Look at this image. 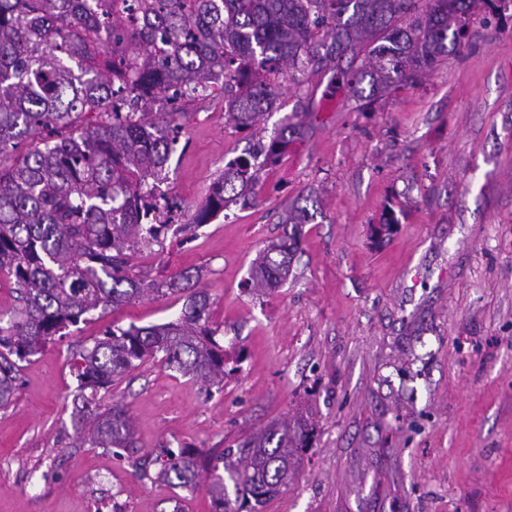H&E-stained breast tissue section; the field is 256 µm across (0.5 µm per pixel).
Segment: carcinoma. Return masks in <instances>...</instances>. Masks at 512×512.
Here are the masks:
<instances>
[{"instance_id":"carcinoma-1","label":"carcinoma","mask_w":512,"mask_h":512,"mask_svg":"<svg viewBox=\"0 0 512 512\" xmlns=\"http://www.w3.org/2000/svg\"><path fill=\"white\" fill-rule=\"evenodd\" d=\"M112 2L0 0V273L17 293L0 317V407L15 395L20 364L52 336L94 311L168 293H187L179 317L112 327L78 353L81 388L94 396L158 356L207 387L224 383L229 354L210 326L208 294L188 290L187 271L157 280L132 265L172 230L161 184L193 102L224 89L225 124L252 132L276 108L272 78L294 80L351 52L361 63L336 68V82L367 112L456 51L478 3L495 16L512 9V0H134L127 15ZM163 99L179 106L153 111ZM304 133L287 116L269 144L228 160L193 223L249 204L259 171ZM28 138L35 145L17 152ZM315 217L306 205L281 215L291 232L261 251L251 290L288 277L299 226ZM313 437L300 416L224 450L218 463L166 448L160 476L188 488L206 471L215 512H258L288 486ZM132 440L119 403L94 412L84 434L99 448Z\"/></svg>"}]
</instances>
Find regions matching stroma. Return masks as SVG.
Instances as JSON below:
<instances>
[{"mask_svg":"<svg viewBox=\"0 0 512 512\" xmlns=\"http://www.w3.org/2000/svg\"><path fill=\"white\" fill-rule=\"evenodd\" d=\"M329 69L277 80L255 136L224 123V95L198 101L163 188L181 235L137 255L162 279L199 272L210 324L241 355L204 388L148 361L98 391L128 407L131 448L85 443L74 357L109 326L177 317L179 295L94 312L47 342L0 409V512H213L204 486L158 477L163 448L208 457L286 418L315 432L287 489L260 512H512V19L477 12L459 53L362 112ZM304 136L261 173L256 198L209 224L191 216L213 181L284 116ZM313 194L286 281L247 288L279 217ZM396 233L373 240L384 207Z\"/></svg>","mask_w":512,"mask_h":512,"instance_id":"1","label":"stroma"}]
</instances>
